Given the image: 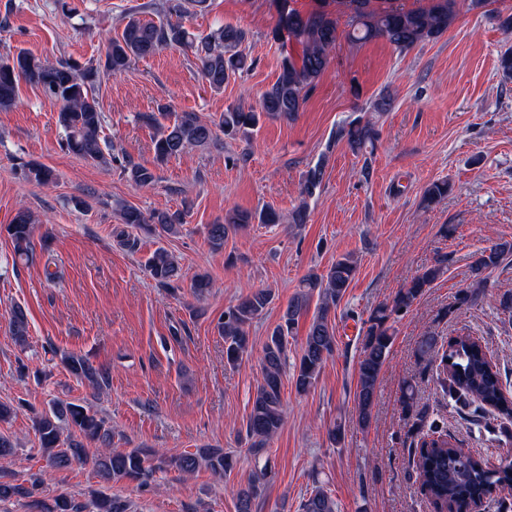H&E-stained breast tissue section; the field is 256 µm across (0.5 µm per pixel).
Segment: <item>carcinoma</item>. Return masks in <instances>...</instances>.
Instances as JSON below:
<instances>
[{
	"mask_svg": "<svg viewBox=\"0 0 512 512\" xmlns=\"http://www.w3.org/2000/svg\"><path fill=\"white\" fill-rule=\"evenodd\" d=\"M277 20L271 29V39H284L302 47L299 58L285 55L274 83L259 96L258 107L245 109L230 106L217 119L205 121L195 112L171 113L162 105L158 111L140 115V119L155 129L153 148L155 160L165 163L193 148L218 147L222 139L245 137L259 128L264 120L292 119L306 100V92L313 88L327 69L329 59L339 37V20L329 10L330 0H319L318 6L302 13L293 6V0H275ZM350 13V41L367 43L386 40L396 51L411 49L439 38L458 17V0H431L427 8L404 9L391 6L375 8L372 0H342ZM211 0H169L167 16L159 21L127 17L120 35L107 41L103 63L80 64L76 61H58L38 57L20 50L0 56V109L12 107L18 99L20 83L24 82L42 91L45 97L59 103L58 121L63 129L61 146L67 152L93 163L107 162L112 145L101 136L103 115L96 90L101 75L114 76L125 72L131 62L147 58L167 47L191 50L202 79L214 92L224 89L230 77L246 67L241 46L248 33L232 24H225L206 34L196 33L184 25L183 19L204 13ZM379 138L375 125L357 116L336 127L334 142L344 143L360 154L367 146H375ZM326 167V156L303 175L302 202L288 218V223L302 226L308 219L307 199L320 188ZM122 172L141 188L153 185L154 172L132 162ZM27 180L41 186L57 181L50 168L31 163L25 171ZM450 185L446 180L430 183L423 191L422 201L430 207L448 197ZM124 229L114 231L118 245L130 251L136 249L138 239L126 228H138L147 233L158 229L177 234L186 224L185 211L159 210L149 215L140 208L121 203L116 209ZM281 216L273 209L248 212L234 209L205 226V237L213 251L224 250L229 232L244 230L254 222L278 224ZM37 228L33 216L19 211L4 227L11 239L16 258L25 262L33 255ZM512 254V244L500 243L476 253L470 265L469 287L459 298L460 303L477 304L480 289L487 287L493 270L499 268ZM446 256L422 268L400 288L388 302L375 307L369 314L361 338L358 360V382L355 393L356 413L361 427H367L376 405L377 382L387 361L393 340L392 324L399 320L424 290L444 273ZM357 258L346 254L336 259L324 272L311 271L300 283V291L288 302L280 321L269 332L260 357L262 379L253 396L252 408L246 422V435L251 440L250 451L261 454L269 441L280 430L283 420L281 388L288 365V337L294 335L299 319L309 310L312 298L318 306L309 323L298 363L294 364L293 381L299 393L307 392L318 380L326 362L336 351V324L331 312L345 295L357 270ZM153 280L173 291L181 288V268L176 257L164 248L156 249L147 260ZM272 301L271 292L256 289L224 310L216 328L224 336V358L230 366L236 365L249 351L248 327L261 316ZM8 331L15 344L23 347L28 336L25 311L17 306L8 319ZM416 355L420 358H438L437 371L441 390L466 405L473 404V418L481 422L483 412L491 408L497 412L501 424L512 423V394L507 393L500 371L488 357L481 341L470 335L450 336L447 345H438L431 334L420 337ZM60 363L75 378L88 382L97 390L109 384V376L94 365L85 354L63 351ZM402 403L407 411L405 424L409 432L422 439H430L426 448H411L422 494L434 512H472V510L500 489H512V458L505 457L490 465L479 456L465 452L448 439L439 425L428 419L425 411L417 409L415 386L404 383ZM33 428L39 448L50 468L57 471L78 464L92 471L102 483L122 480L136 481L145 486L157 472L176 470L191 475L205 467L213 474L223 476L233 468V458L221 448H198L169 456L157 449L114 448L112 427L89 405L59 401L33 417ZM94 443L91 450L87 445ZM271 473L270 461H264L247 486L236 491L237 512H255L263 486ZM40 478L26 487L0 474V501L13 498L28 500L31 512H131V503L103 491L92 492L91 504L77 501L60 493L51 501L33 498V488ZM301 512H337L336 502L321 486L314 487L301 504Z\"/></svg>",
	"mask_w": 512,
	"mask_h": 512,
	"instance_id": "carcinoma-1",
	"label": "carcinoma"
}]
</instances>
